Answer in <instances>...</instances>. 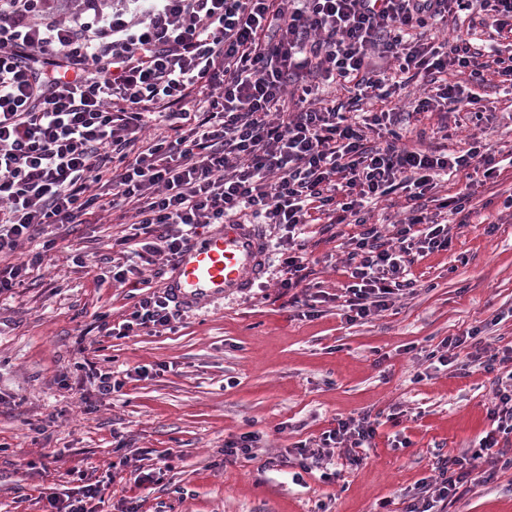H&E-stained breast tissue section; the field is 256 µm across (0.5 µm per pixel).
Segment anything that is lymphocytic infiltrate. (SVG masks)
<instances>
[{"label":"lymphocytic infiltrate","instance_id":"lymphocytic-infiltrate-1","mask_svg":"<svg viewBox=\"0 0 512 512\" xmlns=\"http://www.w3.org/2000/svg\"><path fill=\"white\" fill-rule=\"evenodd\" d=\"M86 0L83 14L53 0H0V257L32 244L30 257L0 266V293L40 269L58 224H99L123 209L142 234L145 262L171 266L198 229L251 214L286 225L278 282L315 313L326 295L306 258L311 224L358 226L345 241L347 322L387 311L415 294V257L446 249L451 228L430 209L465 211L472 194L438 200L440 178H494V150L469 135L448 153L409 148L390 104L416 86L409 111L479 118V97L440 82L454 71L512 85V56L487 58L473 29L512 33V0ZM468 32L437 42L427 31L455 15ZM341 85L347 103L319 98ZM381 103L360 113L359 105ZM170 133L142 137L151 115ZM399 193L404 219L371 222L369 207ZM177 307L166 292L142 295L119 328L167 330ZM479 328L443 340L441 366L495 373L489 430L470 452L438 457L404 512H445L468 490L477 460L485 480L512 469V345H483ZM371 413L337 419L318 440L289 449V465L327 471L333 458L359 465L372 448Z\"/></svg>","mask_w":512,"mask_h":512}]
</instances>
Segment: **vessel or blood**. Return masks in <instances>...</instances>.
I'll use <instances>...</instances> for the list:
<instances>
[{"label": "vessel or blood", "mask_w": 512, "mask_h": 512, "mask_svg": "<svg viewBox=\"0 0 512 512\" xmlns=\"http://www.w3.org/2000/svg\"><path fill=\"white\" fill-rule=\"evenodd\" d=\"M268 239L254 224H215L180 252L164 282L186 312L245 293L266 269Z\"/></svg>", "instance_id": "vessel-or-blood-1"}]
</instances>
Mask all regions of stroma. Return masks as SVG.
Segmentation results:
<instances>
[{
	"label": "stroma",
	"mask_w": 512,
	"mask_h": 512,
	"mask_svg": "<svg viewBox=\"0 0 512 512\" xmlns=\"http://www.w3.org/2000/svg\"><path fill=\"white\" fill-rule=\"evenodd\" d=\"M488 110L483 138L512 149V94L479 87ZM416 132L447 128L440 145L463 147L469 130L451 112L406 116ZM512 162L475 186L470 216L448 249L410 267L414 295L368 321L347 323L335 302L303 316L275 286L270 256L250 291L197 314L180 313L159 335L106 336L135 302L132 287L100 281L118 224H67L62 247L38 276L0 294V512H51V493H76L82 478L115 472L99 512H401L437 456L456 454L489 429L494 374L463 373L425 356L448 336L483 329L493 347L512 341ZM495 224L486 233L487 224ZM307 251L328 293L344 280L343 255L321 225ZM80 252L83 264L72 261ZM143 368L120 393L100 398L94 370ZM372 410L381 424L363 463L340 479L295 480V467H265L268 453ZM261 439L251 460L224 463V442ZM407 440L394 448L395 440ZM164 454L155 488L135 482L143 459ZM449 512H512V471L472 487Z\"/></svg>",
	"instance_id": "1"
}]
</instances>
